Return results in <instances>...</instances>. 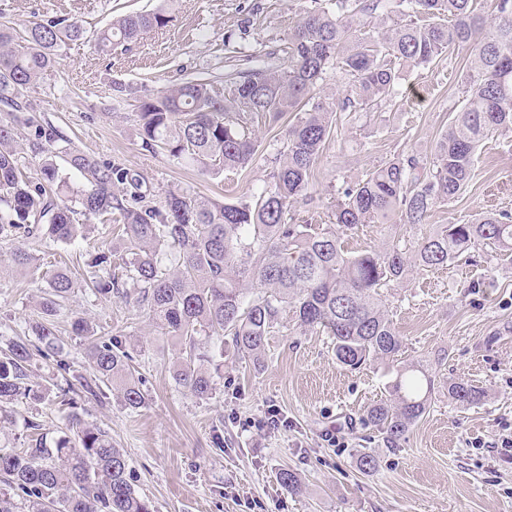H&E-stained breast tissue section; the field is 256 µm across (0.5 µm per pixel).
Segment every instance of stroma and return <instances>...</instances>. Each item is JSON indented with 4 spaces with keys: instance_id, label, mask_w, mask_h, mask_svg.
<instances>
[{
    "instance_id": "obj_1",
    "label": "stroma",
    "mask_w": 512,
    "mask_h": 512,
    "mask_svg": "<svg viewBox=\"0 0 512 512\" xmlns=\"http://www.w3.org/2000/svg\"><path fill=\"white\" fill-rule=\"evenodd\" d=\"M313 0H0V14L16 24L39 18L79 20L84 40L70 44L61 64L22 92L39 123L63 135L57 151L78 149L144 175L162 200L178 185L202 196L235 201L263 184L280 146L284 121L263 120L262 155L234 180L185 169L143 148L134 133L138 102L118 104L112 84L140 91L206 71L224 76L247 65L257 50L279 48L301 9ZM164 9L167 25L126 48L96 51V33L119 13ZM466 53L441 58L427 69L400 74L393 102L337 128L311 176L313 200L297 215L325 224L346 183L396 154L434 150L463 101ZM512 213V133L493 132L478 153L474 177L451 203L435 207L427 223L404 228L406 243L437 225L491 210ZM112 239V224L98 225L90 241L56 246L45 272L0 269V334L25 336L37 314L36 296L46 274L64 266L74 280L84 274L82 252ZM481 283L471 293V283ZM385 307L402 338L401 361L420 363L433 378L463 377L482 387V404L454 406L436 391L424 416L398 447H387L364 425L368 406L388 395L394 375L375 362L356 371L337 364L321 331L295 322L269 336L264 363L240 359L224 346L217 395L197 400L176 383L171 363L176 339L157 335L143 309L121 298L96 301L72 293L56 318L70 373L86 376L83 338L72 335L81 317L98 333L121 337L132 349L146 402L131 409L119 393L88 402L89 420L107 428L137 474V489L156 512H512V455L491 447L496 434H512V252H476L472 262L416 270L384 292ZM278 413V427L267 426ZM42 423L49 437L65 428L51 401L15 406L0 429V446L23 444L26 423ZM377 465L363 473L360 450ZM290 469L302 491L278 482Z\"/></svg>"
}]
</instances>
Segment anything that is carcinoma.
<instances>
[{
	"label": "carcinoma",
	"mask_w": 512,
	"mask_h": 512,
	"mask_svg": "<svg viewBox=\"0 0 512 512\" xmlns=\"http://www.w3.org/2000/svg\"><path fill=\"white\" fill-rule=\"evenodd\" d=\"M167 23L162 9L124 14L96 35L95 47L107 54ZM84 35L75 19L32 20L20 30L0 22V103L18 106L20 91L57 67ZM464 50L470 65L463 105L432 155L397 154L346 184L328 224L297 220V206L312 200L310 176L337 112H367L398 94L400 68H424ZM281 52L251 57L223 87L200 73L146 89L139 98L136 133L143 146L212 178L256 162V118L295 113L261 188L235 202L176 185L157 206L140 174L72 150L63 161L85 181L75 191L52 162L32 173L19 164L20 129H33L34 150L53 154L54 128L13 113L0 120V249L9 262L33 266L34 246L84 240L92 220L118 215L119 245L85 253V286L97 299L134 301L158 333L184 340L189 351L173 362L172 373L199 400L213 398L212 372L221 368L224 340L231 339L241 359L259 364L267 336L290 314L299 327L332 337L337 363L352 371L369 361L394 363L401 341L381 289L414 269L456 263L476 248L512 251L508 212L441 224L411 251L394 236L380 249L349 253L343 246L364 224L426 223L434 207L468 185L487 133L512 131V0H496L492 23L474 0H322L300 14ZM332 73L342 84L339 97L324 91ZM48 288L38 302L40 316L29 324L31 338L0 348V424L15 405L48 393L32 378L34 357L70 370L54 317L75 282L61 267ZM71 329L88 339L93 374L77 388L68 381L57 386L67 427L52 444L42 424L30 421L26 450L0 448V512H152L108 430L84 418V402L112 388L126 406L144 405L133 355L123 341L95 335L81 318ZM444 387L462 409L484 398L465 379ZM434 390L423 367L404 364L396 369L391 398L369 407L363 421L394 447L426 413Z\"/></svg>",
	"instance_id": "carcinoma-1"
}]
</instances>
